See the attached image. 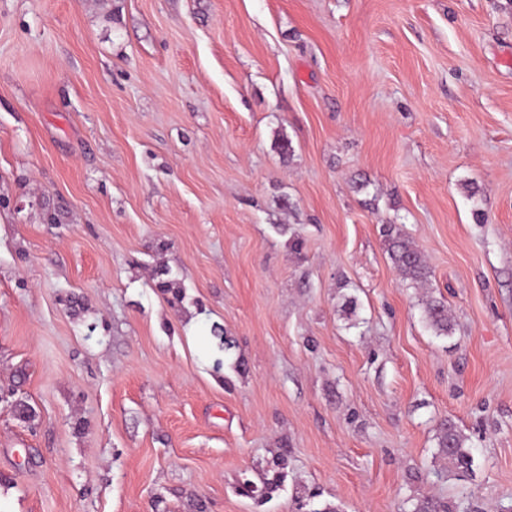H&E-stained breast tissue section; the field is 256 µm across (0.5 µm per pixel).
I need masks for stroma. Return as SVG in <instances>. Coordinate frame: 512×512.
I'll return each mask as SVG.
<instances>
[{
  "instance_id": "1",
  "label": "stroma",
  "mask_w": 512,
  "mask_h": 512,
  "mask_svg": "<svg viewBox=\"0 0 512 512\" xmlns=\"http://www.w3.org/2000/svg\"><path fill=\"white\" fill-rule=\"evenodd\" d=\"M428 496L512 512V0H0V512ZM392 224L387 230V251L393 265L403 278L413 283H423L428 280L430 272L416 244L401 234H392ZM425 312L430 326L433 327L439 335H448L450 320L447 307L439 301H432L426 306ZM465 442L464 436L452 424L442 423L439 427L438 456L448 460V466L460 478L470 474L473 467V457Z\"/></svg>"
}]
</instances>
